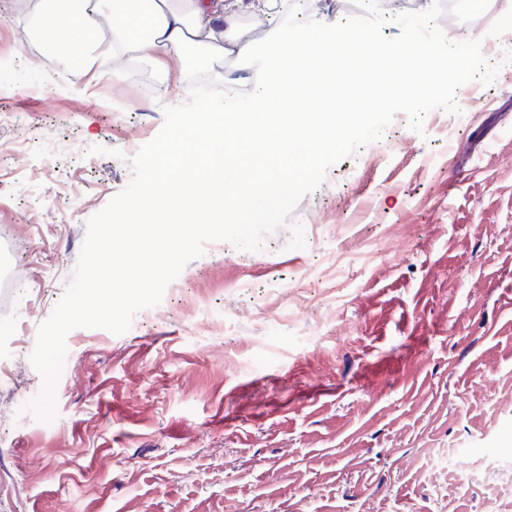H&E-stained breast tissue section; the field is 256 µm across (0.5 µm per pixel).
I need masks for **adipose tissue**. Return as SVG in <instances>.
<instances>
[{"label":"adipose tissue","instance_id":"1","mask_svg":"<svg viewBox=\"0 0 512 512\" xmlns=\"http://www.w3.org/2000/svg\"><path fill=\"white\" fill-rule=\"evenodd\" d=\"M23 17L37 19L34 32L44 49L72 70L76 78L98 76L99 62L111 57L120 65L127 54L168 68L179 64L184 50L202 49L208 61L235 58L257 67L263 79L247 97L227 96L205 109L186 114L184 148L203 150L211 161L220 152L236 154L248 145L244 163L253 188L240 192L236 180L217 179L200 187L190 178H170L156 169L150 184L129 202L141 213L157 203L166 211L184 208L180 224H129L122 231L147 256L177 253L190 234L203 235L225 223L224 202L232 200L240 220L259 223L283 196L287 184L268 157L278 151L314 159L339 147L348 130L358 128L365 113L380 110L387 96L414 100L428 97L436 75L420 65L413 40L382 44L358 26L346 23L309 27L280 24L281 45L303 51L293 65L282 54L261 60L253 51L259 40L253 20L269 17L274 0H18ZM356 97L348 116L310 111L317 99L336 92Z\"/></svg>","mask_w":512,"mask_h":512}]
</instances>
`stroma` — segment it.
<instances>
[{
	"label": "stroma",
	"instance_id": "stroma-1",
	"mask_svg": "<svg viewBox=\"0 0 512 512\" xmlns=\"http://www.w3.org/2000/svg\"><path fill=\"white\" fill-rule=\"evenodd\" d=\"M512 0L454 41L498 40ZM0 368L27 369L0 411V512H512V84L473 81L422 131L397 115L330 166L262 250L205 246L124 334L76 328L55 417L30 355L74 273L88 220L187 101L185 68L133 58L95 79L0 17Z\"/></svg>",
	"mask_w": 512,
	"mask_h": 512
}]
</instances>
